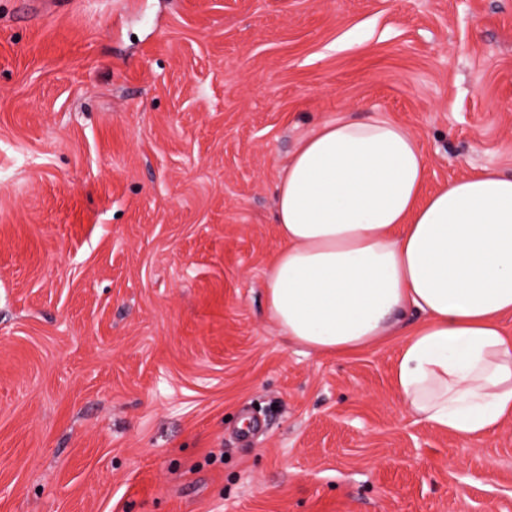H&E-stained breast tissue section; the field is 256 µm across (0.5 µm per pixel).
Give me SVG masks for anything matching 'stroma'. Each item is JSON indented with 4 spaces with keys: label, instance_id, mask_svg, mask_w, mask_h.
Wrapping results in <instances>:
<instances>
[{
    "label": "stroma",
    "instance_id": "1",
    "mask_svg": "<svg viewBox=\"0 0 512 512\" xmlns=\"http://www.w3.org/2000/svg\"><path fill=\"white\" fill-rule=\"evenodd\" d=\"M0 0V512H512V424L408 414L265 305L273 185L343 115L512 174V0Z\"/></svg>",
    "mask_w": 512,
    "mask_h": 512
}]
</instances>
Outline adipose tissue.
Returning <instances> with one entry per match:
<instances>
[{
    "mask_svg": "<svg viewBox=\"0 0 512 512\" xmlns=\"http://www.w3.org/2000/svg\"><path fill=\"white\" fill-rule=\"evenodd\" d=\"M414 136L381 116L303 138L275 184L282 246L265 279L271 321L296 344H378L406 310L392 381L406 410L463 440L512 419V175L425 189Z\"/></svg>",
    "mask_w": 512,
    "mask_h": 512,
    "instance_id": "1",
    "label": "adipose tissue"
}]
</instances>
